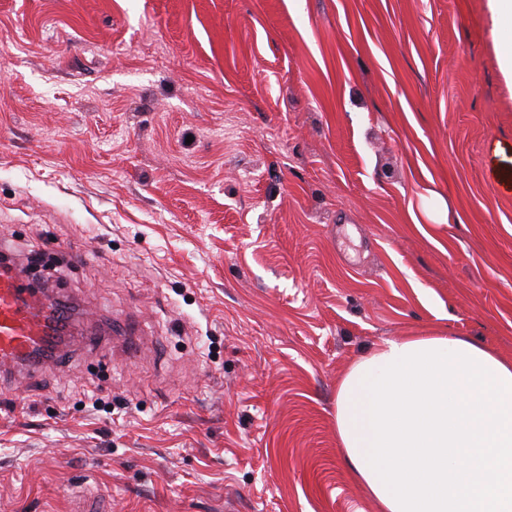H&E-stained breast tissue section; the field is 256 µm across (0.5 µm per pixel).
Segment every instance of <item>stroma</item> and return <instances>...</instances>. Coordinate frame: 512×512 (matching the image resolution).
Returning <instances> with one entry per match:
<instances>
[{
    "instance_id": "stroma-1",
    "label": "stroma",
    "mask_w": 512,
    "mask_h": 512,
    "mask_svg": "<svg viewBox=\"0 0 512 512\" xmlns=\"http://www.w3.org/2000/svg\"><path fill=\"white\" fill-rule=\"evenodd\" d=\"M505 42L486 0H0V242L100 336L0 377V512H377L350 366L512 359ZM435 338H442L445 340H462L464 342H468L469 344L479 348V350L489 354L490 357H493L495 360L500 362L502 364L501 366H505L504 368H507L512 374V360L501 357L496 350L473 343L460 336H448V333L441 332H435L423 336H405L400 339L383 340L381 343L375 345L367 356L359 359L349 368L337 386L336 391V439L338 448H340L341 451L345 469L348 474L363 487L366 495L377 504L379 509L378 512H392L391 507L393 505H391V507H388V505L386 506V504H384L385 499L380 496L381 493H377L376 490L381 489V481H377V489H373L379 497L371 489L373 486V477H377V473H373V477H369V469H365V473L362 474L360 473L361 470L359 469V472L356 467L358 466V468H360L361 465H369L365 464V461H369V457H365V449H368L369 453H373V449H369V442L373 441V429H369V414L361 413V410H369L368 404L370 402V398H373V394H369V390H361V386H357V378H361V374H365V370H361V374H357V368L356 370H354V368L357 367L358 364L361 366V362H372L369 359L372 358L373 360L374 357V362H377V366H386L385 358L389 357V354H393V352L391 353V351H393L392 347L394 346L392 344L397 343L398 346L395 344V346H397V354H401V350H398V347L400 349L402 345L409 346L405 343L432 342L428 339ZM447 342H449L450 346L452 345V350H456V346H460V350H470L471 354H473V348L470 347L471 345H465L459 341ZM474 349L476 350V348ZM476 353H478L480 358H486L487 362H484V366H492V370H496V372H492V374H496V386H504V382H500V378H504V374L509 375V373L497 363L496 366H500V369H496V366L492 365L494 359L492 360V358H489V355L486 356L477 350ZM385 354V358L381 357ZM478 356H476V358H478ZM377 366H373V378H377V374H381V372L377 370ZM373 378H369V382H373ZM369 382H365V386H369ZM496 386H492V390H496ZM365 394H369V397L365 398ZM353 438H369V441L357 440V453L361 454V457H365V461H361V457H356L355 464L353 463L354 461L352 462L353 459H351L353 458V456H351V453L353 455ZM367 481L371 483V487ZM72 512H108L112 511V504L97 492L76 495L72 504Z\"/></svg>"
}]
</instances>
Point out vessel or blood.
I'll return each instance as SVG.
<instances>
[{"mask_svg": "<svg viewBox=\"0 0 512 512\" xmlns=\"http://www.w3.org/2000/svg\"><path fill=\"white\" fill-rule=\"evenodd\" d=\"M62 313L55 299L34 291L17 271L0 243V373L37 370L41 353L51 349V361H59L69 341L61 336ZM112 505L98 493L75 496L72 512H111Z\"/></svg>", "mask_w": 512, "mask_h": 512, "instance_id": "vessel-or-blood-1", "label": "vessel or blood"}]
</instances>
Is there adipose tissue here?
Segmentation results:
<instances>
[{"label": "adipose tissue", "instance_id": "obj_1", "mask_svg": "<svg viewBox=\"0 0 512 512\" xmlns=\"http://www.w3.org/2000/svg\"><path fill=\"white\" fill-rule=\"evenodd\" d=\"M356 370H348L336 391V439L348 474L359 484H366L368 474L359 472L351 459L352 451L368 449L373 431L366 409L369 404L364 390L357 384Z\"/></svg>", "mask_w": 512, "mask_h": 512}]
</instances>
